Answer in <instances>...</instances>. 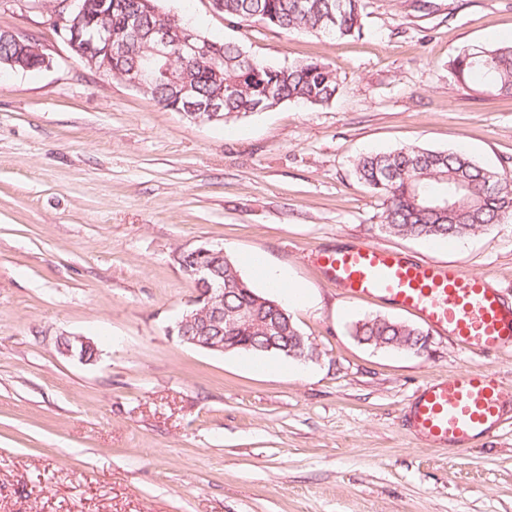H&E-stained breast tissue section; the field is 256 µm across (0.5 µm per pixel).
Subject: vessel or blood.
I'll list each match as a JSON object with an SVG mask.
<instances>
[{"mask_svg": "<svg viewBox=\"0 0 512 512\" xmlns=\"http://www.w3.org/2000/svg\"><path fill=\"white\" fill-rule=\"evenodd\" d=\"M316 258L348 299L387 301L473 352L512 350V306L493 277L375 245L320 251ZM509 420L512 386L475 370L428 381L408 413L411 437L438 448L465 446Z\"/></svg>", "mask_w": 512, "mask_h": 512, "instance_id": "vessel-or-blood-1", "label": "vessel or blood"}]
</instances>
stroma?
Returning a JSON list of instances; mask_svg holds the SVG:
<instances>
[{
	"label": "stroma",
	"mask_w": 512,
	"mask_h": 512,
	"mask_svg": "<svg viewBox=\"0 0 512 512\" xmlns=\"http://www.w3.org/2000/svg\"><path fill=\"white\" fill-rule=\"evenodd\" d=\"M366 0L362 37L231 23L211 0L161 12L276 67L321 61L340 90L227 123H196L82 63L53 27L65 0H0V32L51 60L0 67V512H512V423L466 448L412 440L427 381L481 370L512 384V351L429 332L420 350L360 343L354 323L420 326L351 301L319 250L371 244L494 276L512 300V217L435 242L381 228L363 153L462 149L512 171V97L456 85L459 52L512 41V0ZM253 253L305 286L288 312L318 358L212 352L168 329L197 294L176 253ZM83 336L91 361L65 355Z\"/></svg>",
	"instance_id": "stroma-1"
}]
</instances>
